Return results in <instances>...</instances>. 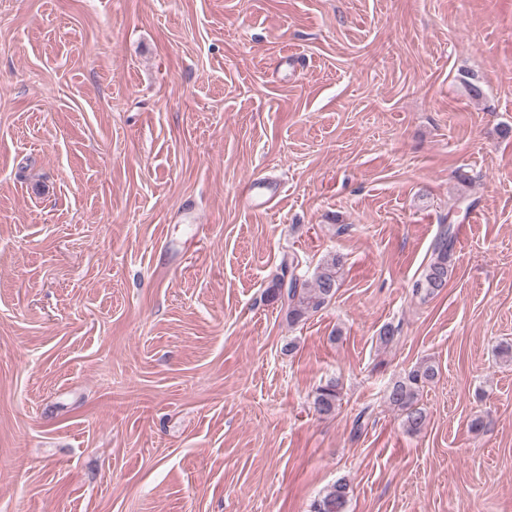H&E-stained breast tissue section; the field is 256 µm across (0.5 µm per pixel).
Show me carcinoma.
Returning a JSON list of instances; mask_svg holds the SVG:
<instances>
[{
  "label": "carcinoma",
  "instance_id": "carcinoma-1",
  "mask_svg": "<svg viewBox=\"0 0 512 512\" xmlns=\"http://www.w3.org/2000/svg\"><path fill=\"white\" fill-rule=\"evenodd\" d=\"M454 249L453 225L443 224L434 240L429 261L412 283L413 296L425 300L439 294L448 285ZM298 265L299 262L294 259L284 262L277 286L269 289L273 298L286 297L287 317L291 324L319 311L333 298L340 287L342 258L337 255L327 258L310 281L297 274ZM436 375L435 365L424 362L396 380L386 392V402L402 412L405 430L411 434L421 432L427 425V414L418 406V401L425 386ZM339 400V380H329L316 388L313 397L314 409L321 415H331L336 411ZM349 497V484L338 481L314 502L313 512H346Z\"/></svg>",
  "mask_w": 512,
  "mask_h": 512
}]
</instances>
